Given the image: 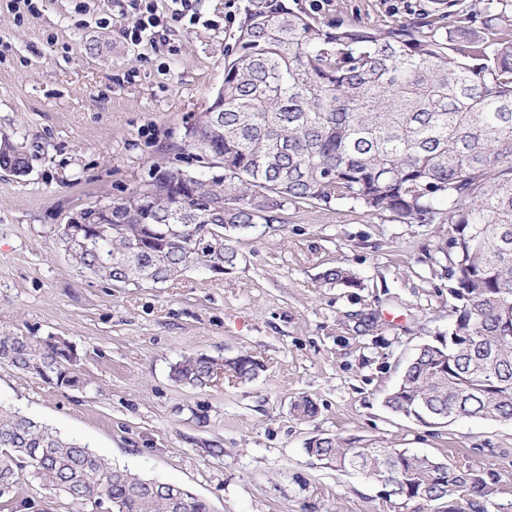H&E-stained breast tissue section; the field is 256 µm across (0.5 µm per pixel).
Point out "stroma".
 Listing matches in <instances>:
<instances>
[{"instance_id": "1", "label": "stroma", "mask_w": 512, "mask_h": 512, "mask_svg": "<svg viewBox=\"0 0 512 512\" xmlns=\"http://www.w3.org/2000/svg\"><path fill=\"white\" fill-rule=\"evenodd\" d=\"M420 0H298L319 22L407 18ZM0 0V136L25 147L27 175L0 171V334L76 345L83 387L0 365V403L129 469L181 486L212 512H402L385 486L320 464L312 437L401 448L493 472L512 501V422L425 425L386 396L418 347L447 340L455 299L425 258L437 226L363 215L347 201L287 209L240 236L234 267L123 285L79 269L63 224L121 197L157 169H201L186 131L224 82L243 0H197L202 23L161 17L131 44L120 0ZM358 287L323 286L327 268ZM188 354L258 375L191 388L172 364ZM312 418L294 416L300 398Z\"/></svg>"}]
</instances>
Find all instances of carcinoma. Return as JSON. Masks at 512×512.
I'll return each mask as SVG.
<instances>
[{"label":"carcinoma","mask_w":512,"mask_h":512,"mask_svg":"<svg viewBox=\"0 0 512 512\" xmlns=\"http://www.w3.org/2000/svg\"><path fill=\"white\" fill-rule=\"evenodd\" d=\"M486 0L482 30L462 0H430L383 28L358 18L323 25L287 0H246L224 62V92L188 129L208 158L187 178L179 168L115 201L113 224H87L88 247L71 256L115 283L165 284L175 272L232 267L231 232L272 224L292 205L348 201L404 224L440 227L428 249L458 302L448 342L424 344L386 398L396 414L512 420V24ZM430 35H423V28ZM224 116L210 127V114ZM0 137V168L28 166ZM357 287L343 267L320 276ZM77 349L50 337L0 336V363L59 387L80 385ZM248 381L256 365L231 363ZM224 364L203 355L171 366L179 386L212 383ZM314 451L346 472L376 480L396 473L413 512H489L491 473L441 464L400 448H355L320 435ZM28 477L93 510L176 512L163 484L0 404V500Z\"/></svg>","instance_id":"obj_1"}]
</instances>
